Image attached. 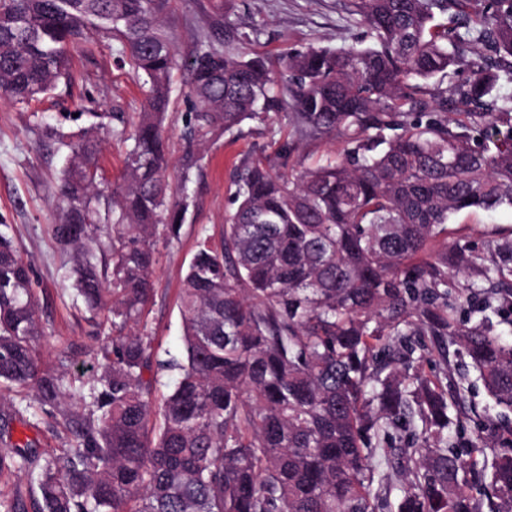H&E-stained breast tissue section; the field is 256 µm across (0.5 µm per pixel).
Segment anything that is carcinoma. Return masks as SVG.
Wrapping results in <instances>:
<instances>
[{
    "instance_id": "obj_1",
    "label": "carcinoma",
    "mask_w": 512,
    "mask_h": 512,
    "mask_svg": "<svg viewBox=\"0 0 512 512\" xmlns=\"http://www.w3.org/2000/svg\"><path fill=\"white\" fill-rule=\"evenodd\" d=\"M169 0H0V95L47 97L91 52L120 44L145 87L68 143L51 233L72 290L104 333L100 373L76 394L43 366L30 264L0 223V478H27L35 512H376L379 455L408 466L397 512H512V239H449L465 209H512V0H354L369 43L178 54ZM462 23L448 26V12ZM481 46L477 58L468 49ZM461 66L463 82L444 84ZM195 101L176 182L163 123L171 77ZM455 111L448 112V101ZM291 105L301 140L342 150L298 167L296 146L242 162L224 237L203 235L180 291L181 349L147 332L157 246L180 238L196 148ZM125 144L122 182L96 180L100 130ZM448 339L496 406L480 443L448 441V392L390 368L394 342ZM61 417L54 454L15 425ZM461 426V422L454 423ZM493 451L490 468L474 453ZM0 512H28L0 490Z\"/></svg>"
}]
</instances>
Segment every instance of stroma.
Instances as JSON below:
<instances>
[{
    "label": "stroma",
    "mask_w": 512,
    "mask_h": 512,
    "mask_svg": "<svg viewBox=\"0 0 512 512\" xmlns=\"http://www.w3.org/2000/svg\"><path fill=\"white\" fill-rule=\"evenodd\" d=\"M352 0H172L165 15L181 56L192 54L201 37L214 44L224 41L223 28L215 21L230 16L242 39L239 47L268 57L284 48L311 44L342 47L360 30L350 21ZM70 82L59 84L44 100L21 104L0 96V220L11 224L16 246L32 264V288L38 301L43 330L40 349L46 366H68L74 386L91 379L100 358L86 351L91 325L76 309L71 284V264L53 239L50 226L56 207V184L68 159L60 141L48 137L47 128L79 136L91 124L90 113L123 112L132 116L143 107L138 83L121 61L117 41L101 40L89 56L75 59ZM189 71L174 74L171 103L165 120L170 139L169 165L179 169L183 154L184 116L193 100L188 91ZM296 140L284 112L244 121L233 131L200 148L203 166L200 180L192 184L195 203L182 226L180 238L161 247L155 268V296L148 329L155 348L178 350L181 316L178 296L182 278L201 234L221 239L225 216L231 210V179L244 158L272 154L280 142ZM297 142L295 161L308 165L334 153L332 140ZM450 230L473 236L501 238L512 234V210L481 209L458 212ZM412 368L441 380L449 402L460 403L465 436L475 439L488 415L490 404L482 386L461 390L469 373L456 346L425 338L413 354Z\"/></svg>",
    "instance_id": "obj_1"
}]
</instances>
